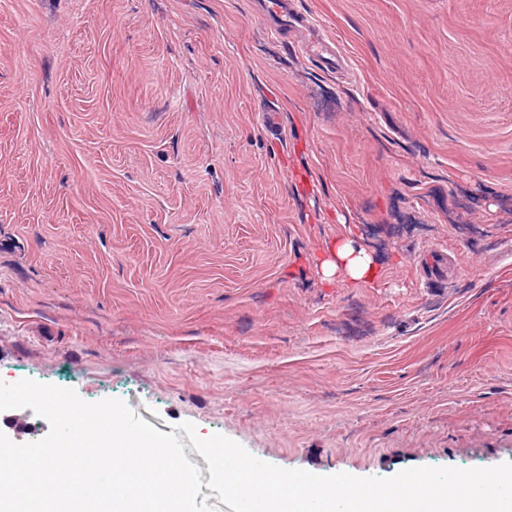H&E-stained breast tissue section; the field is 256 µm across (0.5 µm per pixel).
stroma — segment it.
Segmentation results:
<instances>
[{
  "label": "stroma",
  "instance_id": "stroma-1",
  "mask_svg": "<svg viewBox=\"0 0 512 512\" xmlns=\"http://www.w3.org/2000/svg\"><path fill=\"white\" fill-rule=\"evenodd\" d=\"M256 2L0 0V382L316 475L512 462V0H293L352 81ZM266 11L270 16L266 31L272 37L286 38L290 32L305 30L309 37L298 40L296 44L300 54L313 59L327 72L350 74L351 67L338 40L325 33L309 14L291 8L288 0H268ZM328 271L340 266L346 270L348 276L356 282H371L378 276V267L371 258L361 249L356 250L350 243H336V249L330 248L329 257L323 262Z\"/></svg>",
  "mask_w": 512,
  "mask_h": 512
}]
</instances>
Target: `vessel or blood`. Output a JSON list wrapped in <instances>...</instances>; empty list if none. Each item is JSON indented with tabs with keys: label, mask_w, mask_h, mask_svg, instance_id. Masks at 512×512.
<instances>
[{
	"label": "vessel or blood",
	"mask_w": 512,
	"mask_h": 512,
	"mask_svg": "<svg viewBox=\"0 0 512 512\" xmlns=\"http://www.w3.org/2000/svg\"><path fill=\"white\" fill-rule=\"evenodd\" d=\"M266 11L270 21L267 32L275 38L287 37L288 33H300L296 48L303 56L313 59L327 72L349 73L346 54L332 35L325 33L309 14L291 8L288 0H268Z\"/></svg>",
	"instance_id": "obj_1"
}]
</instances>
